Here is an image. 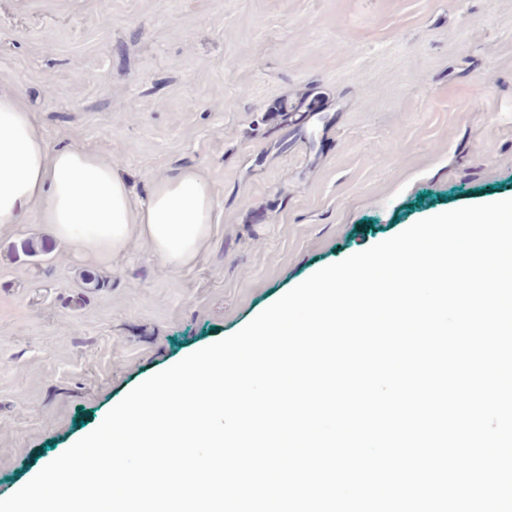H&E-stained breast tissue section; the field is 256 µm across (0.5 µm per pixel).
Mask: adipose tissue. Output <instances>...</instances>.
I'll list each match as a JSON object with an SVG mask.
<instances>
[{
  "instance_id": "ef3b65f1",
  "label": "adipose tissue",
  "mask_w": 512,
  "mask_h": 512,
  "mask_svg": "<svg viewBox=\"0 0 512 512\" xmlns=\"http://www.w3.org/2000/svg\"><path fill=\"white\" fill-rule=\"evenodd\" d=\"M33 208L52 237L90 260L109 262L141 240L183 268L210 237L215 199L202 172L185 167L136 202L112 161L76 146L50 150L19 88H0V225Z\"/></svg>"
}]
</instances>
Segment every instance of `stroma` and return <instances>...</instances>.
<instances>
[{"instance_id":"obj_1","label":"stroma","mask_w":512,"mask_h":512,"mask_svg":"<svg viewBox=\"0 0 512 512\" xmlns=\"http://www.w3.org/2000/svg\"><path fill=\"white\" fill-rule=\"evenodd\" d=\"M14 85L136 201L199 168L215 222L180 269L0 227V498L317 270L512 198V0H0Z\"/></svg>"}]
</instances>
